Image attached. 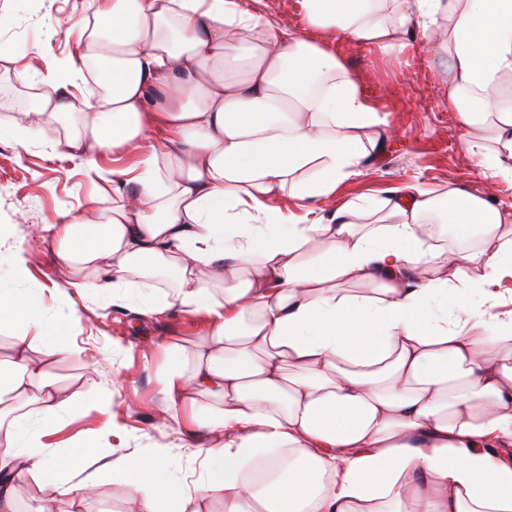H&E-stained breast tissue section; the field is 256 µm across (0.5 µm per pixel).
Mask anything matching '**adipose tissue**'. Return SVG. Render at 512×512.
Instances as JSON below:
<instances>
[{
    "label": "adipose tissue",
    "mask_w": 512,
    "mask_h": 512,
    "mask_svg": "<svg viewBox=\"0 0 512 512\" xmlns=\"http://www.w3.org/2000/svg\"><path fill=\"white\" fill-rule=\"evenodd\" d=\"M301 7L321 41L249 0H91L75 59L16 68L37 102L0 137L91 170L104 151L135 159L112 169L111 196L49 231L66 289L208 319L159 376L164 421L200 391L193 421L223 438L206 450L220 477L177 512H512V205L406 182L383 224L360 223L364 201L319 207L366 174L361 131L388 124L337 58L339 36L385 49L414 28L436 37L449 109L487 135L469 152L512 183V0ZM438 212L483 246L434 243L424 219ZM78 323L51 320L37 291H0V512H25L32 481L53 512H85L95 492L75 463L97 447L42 443L62 410L48 369ZM104 463L136 512L172 495L167 451Z\"/></svg>",
    "instance_id": "obj_1"
}]
</instances>
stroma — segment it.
<instances>
[{"label":"stroma","mask_w":512,"mask_h":512,"mask_svg":"<svg viewBox=\"0 0 512 512\" xmlns=\"http://www.w3.org/2000/svg\"><path fill=\"white\" fill-rule=\"evenodd\" d=\"M88 5V0H0V42L12 46L28 72H44L47 60L70 54L75 24ZM334 48L362 94L390 120L383 132L365 131V138L383 143L385 153L379 161L368 162L366 175L339 187L336 205L381 201L390 189L414 177L438 194L451 184L486 192L488 181L468 150L469 136L448 108L446 61L419 32L406 35L400 49L363 45L344 36L337 37ZM111 189L76 163L0 138V289L16 287L6 268L10 247L19 243L31 254L25 287L53 289L65 274L49 226L88 197ZM44 303L61 320L79 312L73 341L97 360L91 368L83 358L69 355L50 366L60 400L92 387L111 402L107 416L88 401L62 412L59 429L47 437V444L65 448L96 439L104 454L142 459L164 448L172 455L171 476L197 479L203 471L197 449L213 440L204 432L191 435L194 402L187 398L178 404L180 424L161 426L155 416L162 404L158 374L169 350L190 347L204 328L202 317L174 309L157 321L141 319L93 293L79 299L74 310L62 299L48 296Z\"/></svg>","instance_id":"obj_1"}]
</instances>
